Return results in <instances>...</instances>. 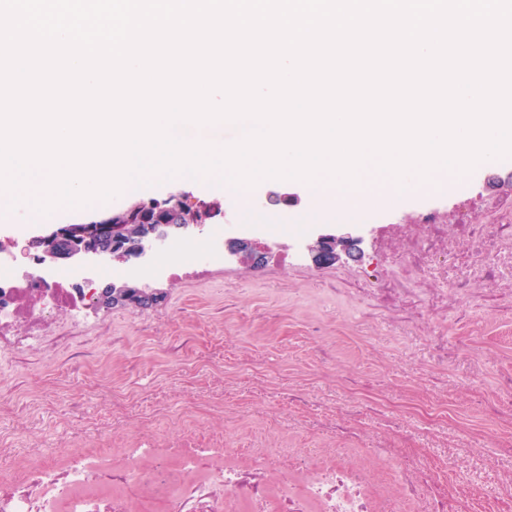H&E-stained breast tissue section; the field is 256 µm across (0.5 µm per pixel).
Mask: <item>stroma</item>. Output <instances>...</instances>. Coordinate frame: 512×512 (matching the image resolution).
Masks as SVG:
<instances>
[{
  "label": "stroma",
  "instance_id": "obj_1",
  "mask_svg": "<svg viewBox=\"0 0 512 512\" xmlns=\"http://www.w3.org/2000/svg\"><path fill=\"white\" fill-rule=\"evenodd\" d=\"M491 173L502 179L493 190L485 187ZM511 176L512 158L503 159L473 173L462 187L412 189L405 204H385L361 216L367 229L363 264L379 258L385 234L424 213L457 224L466 214L479 217L484 202L512 201ZM171 192L192 203L219 200L223 213L216 221L228 234L237 224L299 223L314 204L309 184L301 181L265 180L239 194L177 177L134 194L160 199ZM273 193L295 200L272 204ZM134 194L39 218L18 209L0 220V248L11 250L14 240L60 224L104 216ZM336 271L308 257L289 264L283 252L256 268L216 255L136 278L137 287L157 294L151 306H101L97 318L81 325L68 310H57L56 342L40 340L23 352L0 348V479L32 463L64 462L75 449L116 459L136 439L171 446L221 440L247 453L279 448L282 474L298 487L312 465L306 448L321 442L372 459L379 436L391 429L412 437L429 458L475 449L457 482L504 492L501 478L512 459L502 456L499 445L512 442V423L474 410L462 385L477 379L490 394L500 374L512 372V318L480 309L442 322L441 334L449 343L464 342L468 352L433 381L421 368L424 341L400 339L386 321L364 319L355 301L337 292ZM351 372L383 396L413 389L447 403V423L432 431L417 417L393 423L364 414L353 424L366 433L364 442H335L336 409L350 399L344 379ZM295 392L306 394L307 405L290 402Z\"/></svg>",
  "mask_w": 512,
  "mask_h": 512
}]
</instances>
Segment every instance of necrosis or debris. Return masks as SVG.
<instances>
[{"label": "necrosis or debris", "instance_id": "4bbe7bcc", "mask_svg": "<svg viewBox=\"0 0 512 512\" xmlns=\"http://www.w3.org/2000/svg\"><path fill=\"white\" fill-rule=\"evenodd\" d=\"M483 220L442 223L422 217L403 227L399 244L387 246L377 267L356 272L350 296L366 315L390 322L396 335L410 338L419 326L464 314L477 300L494 302L498 312L512 313V203H489ZM92 279L73 268L43 272L32 261L26 277H16L10 260L0 256V346L22 351L33 336L45 333L49 306L81 316L94 302ZM381 452L396 467L399 479L382 487V497L398 505H416L419 512H512V494L487 498L477 487L449 484L446 467L458 466L470 449L441 467L425 461L411 440L383 441ZM232 453L223 443L187 448H161L135 441L122 450L120 466L83 452L67 467L42 463L28 467L21 482L0 485V512H150L151 476L144 464L165 465L175 459L179 471L192 472L215 457ZM319 462L305 478L302 495L281 485L277 501L268 489L271 459L256 455L249 468L227 466L211 471L208 480L170 489L165 512H306L316 501L320 512H378L371 496L377 466L361 457H338L314 447Z\"/></svg>", "mask_w": 512, "mask_h": 512}]
</instances>
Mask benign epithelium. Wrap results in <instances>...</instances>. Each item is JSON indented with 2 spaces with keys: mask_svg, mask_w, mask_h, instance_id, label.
Instances as JSON below:
<instances>
[{
  "mask_svg": "<svg viewBox=\"0 0 512 512\" xmlns=\"http://www.w3.org/2000/svg\"><path fill=\"white\" fill-rule=\"evenodd\" d=\"M129 219L127 224H110L100 218L86 223L67 224L53 229L35 242L28 241L20 246V254L26 256L30 248H41V261L56 265L67 262L80 265L89 260L105 257L115 259H144L148 248L157 241L178 234L187 235L201 230L200 224H160L150 236H133L129 224H145L147 218L143 203L126 202L121 206ZM364 238L360 230L343 225L334 230L317 232L306 245L312 261L328 266L346 257L358 260L363 255L361 245ZM229 254L253 267L260 266L266 259L268 248L257 245L253 240L239 238L229 248Z\"/></svg>",
  "mask_w": 512,
  "mask_h": 512,
  "instance_id": "1",
  "label": "benign epithelium"
}]
</instances>
